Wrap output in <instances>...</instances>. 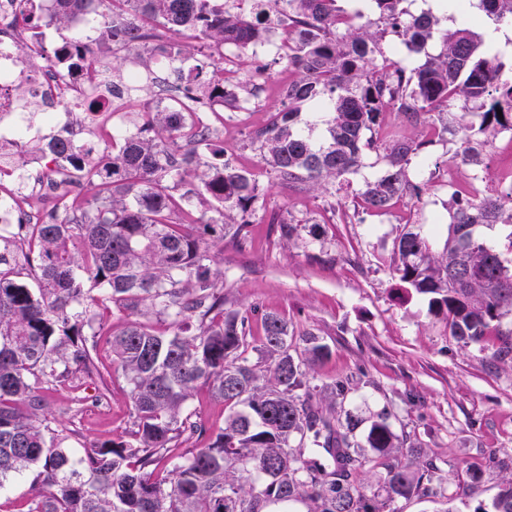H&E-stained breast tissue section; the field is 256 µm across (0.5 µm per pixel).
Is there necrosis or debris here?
I'll return each mask as SVG.
<instances>
[{
    "mask_svg": "<svg viewBox=\"0 0 512 512\" xmlns=\"http://www.w3.org/2000/svg\"><path fill=\"white\" fill-rule=\"evenodd\" d=\"M38 7V0H0V180L13 177L18 159L30 144L25 101L38 102L42 122L57 127L59 135L70 141V162L77 166L91 161L94 154L111 152V141L100 139L98 132L120 130L124 118V103L113 100L108 83L88 77L83 70L57 66V57L73 53L80 38L63 41L50 54L43 50L29 22ZM19 40L28 41L31 47L24 61L11 50L12 43ZM92 97L108 103V110H84L83 102ZM28 174L31 188L0 192L1 235L16 224L44 222L60 202V193L51 188V174L45 167L30 165Z\"/></svg>",
    "mask_w": 512,
    "mask_h": 512,
    "instance_id": "obj_1",
    "label": "necrosis or debris"
}]
</instances>
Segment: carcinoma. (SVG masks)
<instances>
[{"instance_id":"obj_1","label":"carcinoma","mask_w":512,"mask_h":512,"mask_svg":"<svg viewBox=\"0 0 512 512\" xmlns=\"http://www.w3.org/2000/svg\"><path fill=\"white\" fill-rule=\"evenodd\" d=\"M105 25L112 40L98 43L100 72L114 70L112 56L136 52L139 66L151 58L138 49L161 27L186 31L209 48L254 47L267 32L271 3L287 5L285 66L294 78L284 94L288 108L256 130L266 167L292 187L328 191L356 171L369 151L384 150L387 169L368 181L364 205L378 212L398 197H419L408 175L423 143L392 131L375 132L382 112L392 109L410 123L442 133L443 115L459 103L462 130L453 157L474 161L498 128L512 129V82L499 78V57L482 49L472 25L437 28L430 13L403 19L404 0H367L408 48L419 53L428 41L440 51L408 67L385 55L373 22L338 0H261L243 10L238 0H109ZM33 28L74 23L94 0H54ZM496 22L512 21V0H480ZM161 53L196 94L155 112L143 103L135 130L112 145V160L78 171L66 200L42 224H19L0 235V489L16 476L33 474L46 493L27 512H288L292 502L308 512H384L400 498L445 497L437 466L421 460V449L405 445L388 414L367 428L365 446L351 434L359 422L336 413L345 385L331 399L310 384L312 366L329 354L314 334L298 349L288 322L263 315L259 344L247 341L251 312L224 307V282L212 272L213 248L246 234V212L260 193L256 174L221 160L213 130L199 115L209 99L233 105L224 87V56L211 75L191 63L194 46L170 39ZM327 110L326 135L316 141L299 128L301 109ZM502 115H497V111ZM214 162L199 176L196 195L209 211L183 206L175 184L196 175L200 152ZM68 140L51 136L50 160L71 156ZM443 251L412 228L395 243V274L407 294L429 298V311L443 313L450 334L477 344L491 358L512 365V333L499 330L512 316V265L476 235L479 226L511 224L505 195L455 188ZM81 244L73 254L69 243ZM34 273L35 287L17 280ZM129 317L114 333L105 312ZM495 336L498 343L489 344ZM112 363L100 358L102 346ZM257 353L253 361L247 350ZM121 374L129 386L134 430L131 440L95 443L75 456L66 437L50 426L46 391L94 385L96 394L74 404H99L111 396L109 378ZM210 385L224 403V428L206 436L187 401L198 383ZM369 448L385 470L376 486L362 482ZM184 452L164 468L169 449ZM475 512H512V477L501 484L491 507Z\"/></svg>"}]
</instances>
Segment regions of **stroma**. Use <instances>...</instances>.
Listing matches in <instances>:
<instances>
[{"label": "stroma", "mask_w": 512, "mask_h": 512, "mask_svg": "<svg viewBox=\"0 0 512 512\" xmlns=\"http://www.w3.org/2000/svg\"><path fill=\"white\" fill-rule=\"evenodd\" d=\"M282 36V23H275L269 45L232 60L239 79L250 78L258 68L265 78L247 111L223 108L214 124L225 161L256 171L261 186L245 215L247 238L225 237L213 267L224 280V299L253 310L250 344L263 335L262 313L273 311L287 320L295 337L312 333L329 346V356L310 373L311 383L326 395L336 383L345 384L336 410L358 416L355 441H363L368 423L385 410L394 432L410 437L424 458L436 462L447 498L401 499L393 505L395 512H475L490 504L504 477L491 465L490 454H512V366L493 362L476 346L451 336L445 315L429 312L427 299L401 291L393 276L394 244L405 230L422 231L433 251L443 248L450 222L444 174L461 109L449 110L444 118L448 132L441 138L400 114L390 116L388 128L423 144L409 167L411 179L427 186L421 198L400 199L383 214L362 206L357 193L387 169L378 152L348 175L343 190L288 187L262 172L259 150L250 140L267 116L287 105L281 87L292 73L275 47ZM475 176L490 193L512 178V131L486 135L477 161L458 165V186ZM274 214L296 225L292 239L282 238L278 225L270 223ZM73 396L67 388L48 393L58 424L79 431L67 447L127 439L132 406L121 374L112 376L109 405L72 418L61 415ZM475 468L480 471L476 480L471 477Z\"/></svg>", "instance_id": "1"}]
</instances>
